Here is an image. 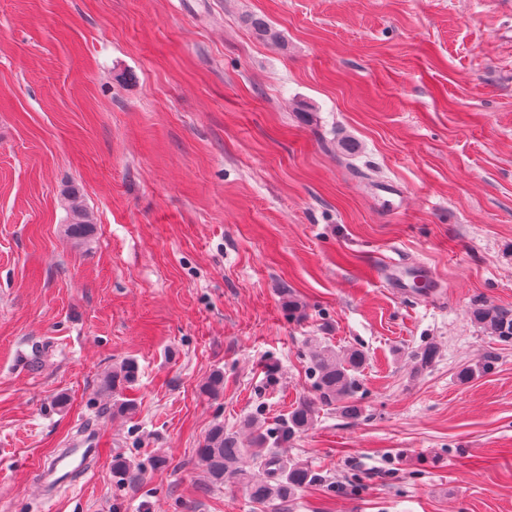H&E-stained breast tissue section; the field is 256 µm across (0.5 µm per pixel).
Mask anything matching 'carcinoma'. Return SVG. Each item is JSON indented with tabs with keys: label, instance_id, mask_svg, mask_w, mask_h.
Instances as JSON below:
<instances>
[{
	"label": "carcinoma",
	"instance_id": "cac0c4a2",
	"mask_svg": "<svg viewBox=\"0 0 512 512\" xmlns=\"http://www.w3.org/2000/svg\"><path fill=\"white\" fill-rule=\"evenodd\" d=\"M68 200L71 207L67 234L74 240H84L91 232V217L77 203L75 190L68 192ZM470 318L495 340L512 344V310L477 304L471 308ZM436 356L435 345L425 346L414 355L416 367L422 370L430 367ZM365 361V353L358 348L338 352L330 346L318 345L312 349L308 373L313 380L314 395L298 401L282 423L263 431L257 421L248 420L244 427L249 430L250 438L246 441L235 433L225 432L221 424L210 429L198 449L200 462L210 479L215 483H240L253 501L262 504L291 501L299 492L316 484L318 475L308 465L285 462L272 449L310 428L323 407L333 408L351 419L359 418L362 407L354 395L359 388L357 373ZM137 374V363L126 360L106 377L103 388L115 394L134 382ZM223 385L224 374L215 371L204 384L203 393L216 397Z\"/></svg>",
	"mask_w": 512,
	"mask_h": 512
}]
</instances>
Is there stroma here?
Here are the masks:
<instances>
[{"instance_id":"1","label":"stroma","mask_w":512,"mask_h":512,"mask_svg":"<svg viewBox=\"0 0 512 512\" xmlns=\"http://www.w3.org/2000/svg\"><path fill=\"white\" fill-rule=\"evenodd\" d=\"M476 304L512 309V0H0V512H512V344ZM318 343L367 356L362 416L280 450L318 482L212 483L211 427L284 418ZM68 200L71 201L70 223L67 225V234L74 240L81 241L91 232L92 220L89 213L77 203V195L74 189L68 192ZM471 320L495 340L503 344H512V310L474 305L470 310ZM138 374V365L134 360H125L118 368L107 376L103 388L116 394L122 387L135 381ZM97 453V448H70L66 453L56 456L44 466L41 473L42 482L49 484V478L61 471L63 473L53 481L64 476L71 477Z\"/></svg>"}]
</instances>
